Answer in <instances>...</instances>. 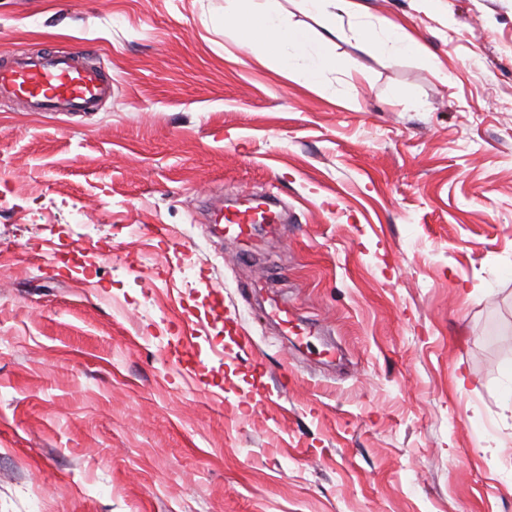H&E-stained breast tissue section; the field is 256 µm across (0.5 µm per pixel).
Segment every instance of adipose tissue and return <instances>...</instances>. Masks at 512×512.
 Here are the masks:
<instances>
[{"instance_id": "1", "label": "adipose tissue", "mask_w": 512, "mask_h": 512, "mask_svg": "<svg viewBox=\"0 0 512 512\" xmlns=\"http://www.w3.org/2000/svg\"><path fill=\"white\" fill-rule=\"evenodd\" d=\"M301 9L319 18L324 30L336 34L342 30L344 17L358 19L365 33L367 47L402 54L418 52L419 45L403 27L380 18L365 22L366 11L361 0H298ZM224 26L246 42H260L268 56L278 60L283 71H291L297 59L309 46L308 33L289 25L278 15V0H227Z\"/></svg>"}]
</instances>
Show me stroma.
I'll list each match as a JSON object with an SVG mask.
<instances>
[{
	"instance_id": "1",
	"label": "stroma",
	"mask_w": 512,
	"mask_h": 512,
	"mask_svg": "<svg viewBox=\"0 0 512 512\" xmlns=\"http://www.w3.org/2000/svg\"><path fill=\"white\" fill-rule=\"evenodd\" d=\"M361 2L422 50L279 0L319 86L225 0H0L112 78L0 99V512H512V0ZM264 194L240 260L202 210Z\"/></svg>"
}]
</instances>
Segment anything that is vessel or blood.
Listing matches in <instances>:
<instances>
[{
    "label": "vessel or blood",
    "mask_w": 512,
    "mask_h": 512,
    "mask_svg": "<svg viewBox=\"0 0 512 512\" xmlns=\"http://www.w3.org/2000/svg\"><path fill=\"white\" fill-rule=\"evenodd\" d=\"M23 95L33 112H93L112 94V80L82 65L77 54L31 55L14 53L0 66V98ZM256 207L225 217L238 239L249 241L257 222Z\"/></svg>",
    "instance_id": "vessel-or-blood-1"
}]
</instances>
